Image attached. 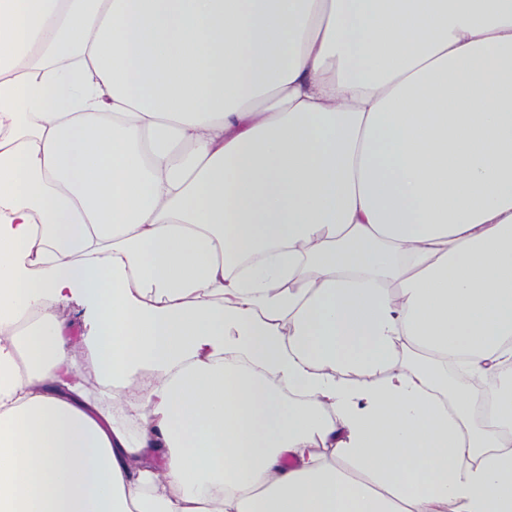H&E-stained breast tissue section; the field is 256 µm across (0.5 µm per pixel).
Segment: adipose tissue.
Wrapping results in <instances>:
<instances>
[{"label": "adipose tissue", "instance_id": "ef3b65f1", "mask_svg": "<svg viewBox=\"0 0 512 512\" xmlns=\"http://www.w3.org/2000/svg\"><path fill=\"white\" fill-rule=\"evenodd\" d=\"M452 504L512 512V0H0V512Z\"/></svg>", "mask_w": 512, "mask_h": 512}]
</instances>
